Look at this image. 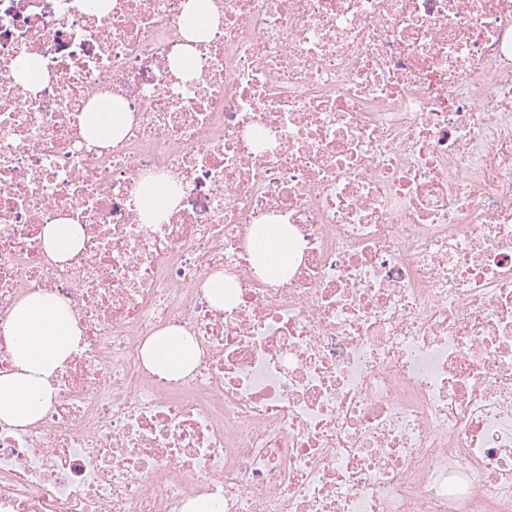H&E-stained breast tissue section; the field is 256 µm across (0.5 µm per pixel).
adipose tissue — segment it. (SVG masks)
Here are the masks:
<instances>
[{
    "instance_id": "ef3b65f1",
    "label": "adipose tissue",
    "mask_w": 512,
    "mask_h": 512,
    "mask_svg": "<svg viewBox=\"0 0 512 512\" xmlns=\"http://www.w3.org/2000/svg\"><path fill=\"white\" fill-rule=\"evenodd\" d=\"M80 121L89 139L105 143L116 139L131 117L115 108L96 109L83 113ZM254 255L268 270L286 268L290 257L287 225H261L254 238ZM7 333L12 338L15 369L0 376V420L25 427L41 418L53 392L50 379L75 347L80 330L65 304L53 294L37 292L16 304ZM198 356L194 341L178 331H161L143 347L146 367L172 378L193 370Z\"/></svg>"
}]
</instances>
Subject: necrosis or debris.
Returning a JSON list of instances; mask_svg holds the SVG:
<instances>
[{"label":"necrosis or debris","instance_id":"4bbe7bcc","mask_svg":"<svg viewBox=\"0 0 512 512\" xmlns=\"http://www.w3.org/2000/svg\"><path fill=\"white\" fill-rule=\"evenodd\" d=\"M186 2L0 0V375L22 297L81 329L40 420L0 421V512H512V0H211L196 40ZM104 99L132 122L93 145ZM171 327L199 359L168 379ZM141 205L145 212L156 216V220L175 205L174 191L167 186L159 183H152L145 191V196L141 199ZM44 241L50 254L65 260L82 246V239L75 224H49L44 229ZM257 262L269 271L288 267L290 250L288 227L284 224H262L254 238ZM198 356L197 345L185 332L161 331L157 336L149 337L143 347L146 367L172 378L193 370Z\"/></svg>","mask_w":512,"mask_h":512}]
</instances>
